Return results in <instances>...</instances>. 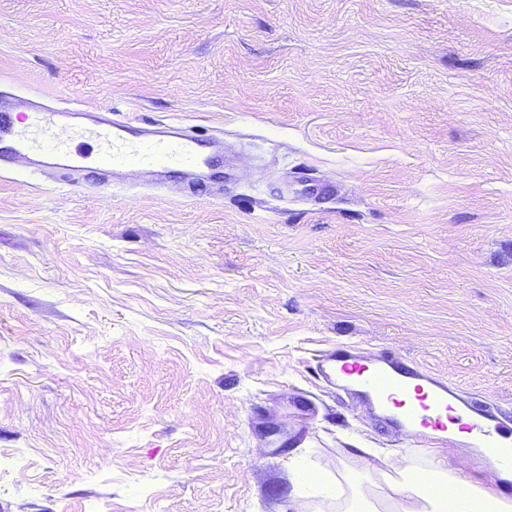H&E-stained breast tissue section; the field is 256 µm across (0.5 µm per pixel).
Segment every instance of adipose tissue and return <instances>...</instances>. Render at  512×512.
Segmentation results:
<instances>
[{
  "mask_svg": "<svg viewBox=\"0 0 512 512\" xmlns=\"http://www.w3.org/2000/svg\"><path fill=\"white\" fill-rule=\"evenodd\" d=\"M499 474L464 481L460 469L437 459L432 448L400 459L374 463L361 455L337 472L294 464L290 479L299 512H512V498L502 494ZM465 485V496L454 494Z\"/></svg>",
  "mask_w": 512,
  "mask_h": 512,
  "instance_id": "adipose-tissue-1",
  "label": "adipose tissue"
}]
</instances>
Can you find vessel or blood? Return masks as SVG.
Segmentation results:
<instances>
[{
	"instance_id": "b4317fda",
	"label": "vessel or blood",
	"mask_w": 512,
	"mask_h": 512,
	"mask_svg": "<svg viewBox=\"0 0 512 512\" xmlns=\"http://www.w3.org/2000/svg\"><path fill=\"white\" fill-rule=\"evenodd\" d=\"M223 151L215 134H200L180 123L140 124L74 108L0 112V166L16 162L33 172L46 166L65 175H89L106 185L138 174L152 177L157 186L179 178L184 192H206L209 184L195 174L211 167ZM314 371L365 407L396 438L451 446L458 425L485 460L499 459L512 447L511 407L464 395L394 350L369 354L342 343L325 351Z\"/></svg>"
}]
</instances>
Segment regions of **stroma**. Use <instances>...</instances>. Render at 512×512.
Returning <instances> with one entry per match:
<instances>
[{
    "label": "stroma",
    "mask_w": 512,
    "mask_h": 512,
    "mask_svg": "<svg viewBox=\"0 0 512 512\" xmlns=\"http://www.w3.org/2000/svg\"><path fill=\"white\" fill-rule=\"evenodd\" d=\"M223 134L221 198L0 177V512H292L409 456L313 372L512 405V0H0V101Z\"/></svg>",
    "instance_id": "obj_1"
}]
</instances>
